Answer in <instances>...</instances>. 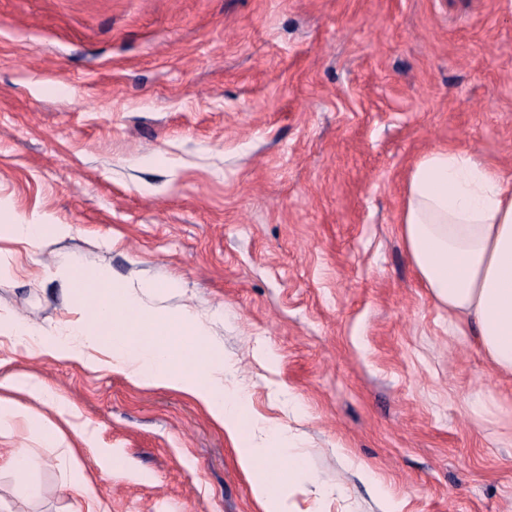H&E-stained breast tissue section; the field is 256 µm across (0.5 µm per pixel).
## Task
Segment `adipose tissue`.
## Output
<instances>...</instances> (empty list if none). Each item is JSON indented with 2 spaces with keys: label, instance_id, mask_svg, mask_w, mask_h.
<instances>
[{
  "label": "adipose tissue",
  "instance_id": "1",
  "mask_svg": "<svg viewBox=\"0 0 512 512\" xmlns=\"http://www.w3.org/2000/svg\"><path fill=\"white\" fill-rule=\"evenodd\" d=\"M416 274L429 297L447 311L456 336L468 342L496 374L512 379V177L466 151L438 148L413 165L400 221ZM54 279L67 284L79 317L56 352L90 361L91 350L109 343L108 368L139 382L185 392L200 401L224 427L250 477L262 512H282L279 482L267 449L241 438V397L224 393V361L216 345L185 356L205 333L187 309L165 312L142 304L134 283L106 272L87 275L62 261ZM27 424L9 448L5 464L23 478L41 457L29 442L62 440L63 432L31 419L24 407L0 404V428Z\"/></svg>",
  "mask_w": 512,
  "mask_h": 512
}]
</instances>
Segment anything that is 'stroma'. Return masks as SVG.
<instances>
[{
  "label": "stroma",
  "mask_w": 512,
  "mask_h": 512,
  "mask_svg": "<svg viewBox=\"0 0 512 512\" xmlns=\"http://www.w3.org/2000/svg\"><path fill=\"white\" fill-rule=\"evenodd\" d=\"M438 147L512 175V0H0V310L46 341L72 320L60 257L145 282L223 346L247 427H280L286 512H512V382L459 342L398 232ZM77 412V455L35 442L0 512H258L223 428L190 396L0 335V380ZM491 391L481 421L469 395ZM111 467V478L101 476ZM42 228L46 230L41 232ZM56 231L59 234L63 233V229L57 224H2L0 226L1 237L6 232L12 240L32 247H38L44 238ZM77 491V496L85 504V511L82 509V505L78 503L76 510L72 512H105L102 511L100 502L98 501L95 494L94 480L92 478L84 477L80 482L74 485Z\"/></svg>",
  "instance_id": "35a3bbf8"
}]
</instances>
